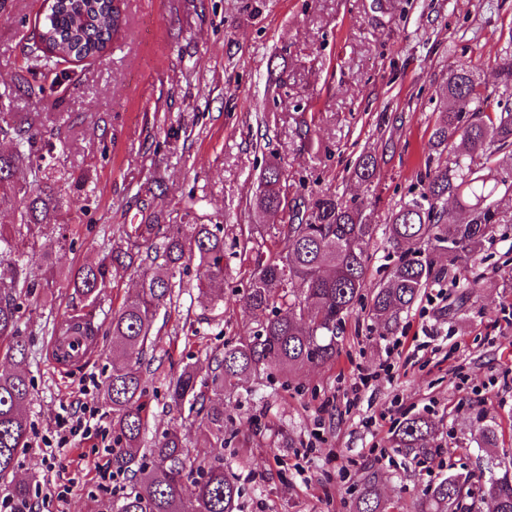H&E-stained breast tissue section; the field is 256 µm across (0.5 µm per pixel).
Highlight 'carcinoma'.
Listing matches in <instances>:
<instances>
[{
	"label": "carcinoma",
	"instance_id": "obj_1",
	"mask_svg": "<svg viewBox=\"0 0 512 512\" xmlns=\"http://www.w3.org/2000/svg\"><path fill=\"white\" fill-rule=\"evenodd\" d=\"M120 0H51L35 25L33 44L16 91L44 99V84L30 81L36 71H53L60 61L81 62L102 56L122 27ZM502 93L481 89L474 73L459 64L448 73V105L435 120L431 142L452 159L428 176L423 191L391 212L385 225L396 248L426 244L448 256V267L468 264L483 243L493 237L500 217L492 197L499 188L512 189V106L502 94L512 90V54L496 61ZM64 126L48 137L33 125L0 111V139L12 144L0 152V197L21 204L12 232L0 227V342H10L11 354L25 355L17 315L16 295L39 288L27 267L19 263L28 245L67 225L58 221V200L53 190H28L29 181L15 180L23 168L32 182L50 179L46 157L66 149ZM377 157H359L354 177L368 183L377 169ZM286 181L281 168L271 165L262 176L256 206L265 212L284 209ZM457 202L460 218L445 221L443 200ZM375 225L366 206L347 204L326 195L313 201L310 213L293 212L288 223L274 226L273 237L283 249L257 263L244 300L257 324L253 337L224 348L213 356L211 386L217 394L235 388L250 374L289 373L310 364H326L339 354L338 338L344 318L366 288V261L374 241ZM126 247L108 250L95 265L79 269L72 281L74 293L96 301L112 271L129 268L146 256L138 288L106 326L88 325L90 336L112 337V349L121 360L112 364L104 392L112 404V469L129 470L139 457V478L129 492L112 503V512H239L240 489L216 458L205 466L192 462L180 433L169 431L153 448L140 447L145 426L143 398L146 380L140 360L153 344L159 311L172 304L177 272L185 262L198 260L195 284L200 297L213 303L224 300V234L218 224H131L124 230ZM435 276L433 260L415 249L400 256L389 279L372 289L370 314L385 334L394 332L399 313L410 308ZM198 374L183 367L170 383L174 405L196 402ZM29 384L19 372L0 374V478L15 466L17 450L27 443L26 405ZM433 424L422 418L405 420L393 439L397 448L418 455L428 453ZM201 434L211 448L224 447V403L213 402L201 423ZM198 477H193V474ZM469 480L448 476L423 491L419 512H454L470 497ZM485 512H512V476L505 472L482 487ZM356 512H388L375 481L367 480L357 498Z\"/></svg>",
	"mask_w": 512,
	"mask_h": 512
}]
</instances>
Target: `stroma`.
<instances>
[{
	"mask_svg": "<svg viewBox=\"0 0 512 512\" xmlns=\"http://www.w3.org/2000/svg\"><path fill=\"white\" fill-rule=\"evenodd\" d=\"M42 0H0V106L35 119L42 132L81 115L61 171L60 215L66 239H41L23 262L49 285L17 297L28 350L16 363L0 344V371L21 369L32 391L28 442L0 479L27 483L35 512H112L131 474L111 488L98 465L111 460L116 435L103 383L116 355L101 339L95 358L71 373L55 371L47 345L58 320L90 308L99 323L131 295L135 269L114 274L87 306L68 283L80 266L123 243L128 224H218L224 231V301L203 303L197 264L162 309L156 341L142 357L146 379L143 447L180 432L189 456L222 457L241 489V512H355L365 478L399 512H417L426 487L457 475L473 485L512 471V192H498L501 221L463 277L438 275L382 335L369 295L346 317L340 354L289 378L248 376L224 398V445L200 434L201 406H172L168 384L184 365L207 380L214 354L252 336L243 296L257 255L280 251L270 227L285 211H304L322 195L365 203L373 223L417 196L443 161L430 144L447 104L448 71L467 64L494 88L493 60L512 51V0H122L125 24L102 57L63 63L45 77L43 102L13 92ZM378 158L369 183L352 178L359 155ZM282 167L284 212L256 210L262 173ZM84 210L70 208L74 197ZM63 253L47 267L43 254ZM386 378L353 398L363 369ZM94 410L100 430L68 444L47 462L42 441L62 418ZM435 425L428 454L393 448L405 419ZM498 430L493 448L478 429ZM61 471L71 489L58 499L46 480Z\"/></svg>",
	"mask_w": 512,
	"mask_h": 512,
	"instance_id": "1",
	"label": "stroma"
}]
</instances>
